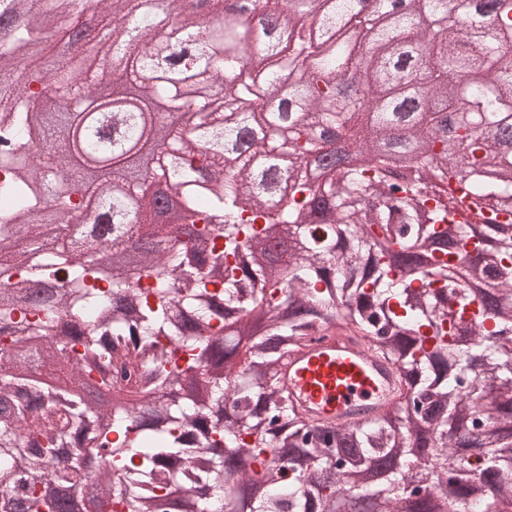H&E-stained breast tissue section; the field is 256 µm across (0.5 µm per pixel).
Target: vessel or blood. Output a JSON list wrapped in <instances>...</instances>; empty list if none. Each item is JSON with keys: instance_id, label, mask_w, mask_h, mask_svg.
Segmentation results:
<instances>
[{"instance_id": "b4317fda", "label": "vessel or blood", "mask_w": 512, "mask_h": 512, "mask_svg": "<svg viewBox=\"0 0 512 512\" xmlns=\"http://www.w3.org/2000/svg\"><path fill=\"white\" fill-rule=\"evenodd\" d=\"M277 375L291 407L322 427L365 424L402 395L390 359L334 332L317 334L288 353Z\"/></svg>"}]
</instances>
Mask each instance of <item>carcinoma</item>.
Masks as SVG:
<instances>
[{
	"label": "carcinoma",
	"mask_w": 512,
	"mask_h": 512,
	"mask_svg": "<svg viewBox=\"0 0 512 512\" xmlns=\"http://www.w3.org/2000/svg\"><path fill=\"white\" fill-rule=\"evenodd\" d=\"M0 0V342L58 343L73 383L97 375L116 410L49 386L24 370L0 371V512H60L37 491L92 485L103 500L130 512H172V494L193 498L194 512H336L347 496L376 499L379 512H416L406 490L415 480L436 491L425 512H497L512 500V149L493 134L512 121V0H494L496 24L480 39L462 33L468 0H406L391 14L357 9L359 0H296L301 19L293 47L271 45L265 25L284 0H253L257 24L224 15L225 0ZM97 14L109 45L76 36L74 21ZM329 37L350 23L370 40L363 60L336 45L314 44L311 26ZM53 37L69 54L54 72L29 64L31 49ZM422 44L434 109L401 128L418 169L438 183L393 180L391 103L404 74L389 65L396 43ZM246 54L266 65L242 72ZM473 79L453 78V64ZM384 94L360 140L362 164L332 163L312 185L308 169L320 145L338 136L336 69ZM142 88V105L82 115L96 104L109 70ZM298 72L288 110H274L281 76ZM67 91L64 124L34 111V84ZM166 103L155 112L156 99ZM484 115L441 136L435 114L459 105ZM162 130L167 147L147 168L153 195L178 198L198 248L188 255L139 234L156 207L144 205V179L130 159L108 179L85 178L75 158H115L123 146ZM465 152L467 209L481 221L456 219L459 202L435 203L422 221L412 202L438 194ZM111 236L78 242L31 223L49 201L55 221L82 224L86 196ZM279 219L292 250L281 262L242 261L248 245ZM32 241L22 262L16 240ZM472 239L481 259L452 258L451 240ZM135 244L132 270L112 267V253ZM61 290L34 300L30 278ZM265 312L242 351L224 333L232 314ZM350 327L397 367L402 402L352 428L313 426L288 403L277 367L315 326ZM388 460L384 477L374 464ZM260 484L259 494L248 493ZM203 484L206 498L193 496Z\"/></svg>",
	"instance_id": "carcinoma-1"
}]
</instances>
